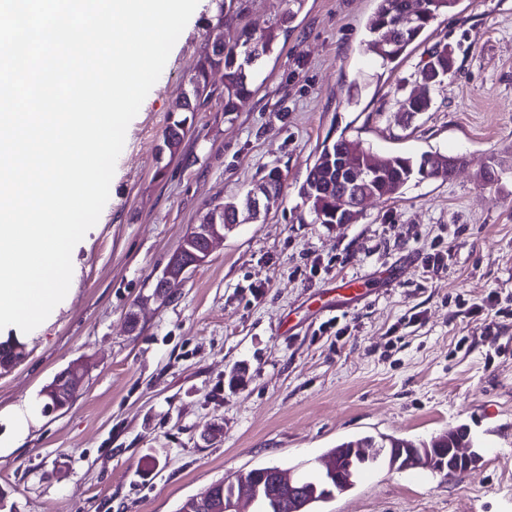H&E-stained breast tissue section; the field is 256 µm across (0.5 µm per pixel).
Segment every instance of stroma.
<instances>
[{
  "label": "stroma",
  "instance_id": "stroma-1",
  "mask_svg": "<svg viewBox=\"0 0 512 512\" xmlns=\"http://www.w3.org/2000/svg\"><path fill=\"white\" fill-rule=\"evenodd\" d=\"M373 7L304 0L237 111L224 109L223 69L211 72L214 94L183 116L172 157L163 134L216 12L199 0L128 126L66 297L30 333L0 330L23 351L0 368V512H178L242 471L305 474L355 437L418 443L460 427L487 445L477 467L447 480L372 470L318 512H512V316L486 334L453 301L512 305V0H458L388 64L365 48ZM439 43L452 73L429 111L401 112ZM341 135L385 155L462 162L452 179L367 204L356 223L319 224L299 189L323 141ZM273 168L278 205L156 294L210 203L243 197ZM436 249L444 261L432 269ZM399 266V281L381 283ZM354 278L370 280L369 294L337 300ZM332 319L344 335L325 329ZM79 358L82 388L47 411L44 386Z\"/></svg>",
  "mask_w": 512,
  "mask_h": 512
}]
</instances>
